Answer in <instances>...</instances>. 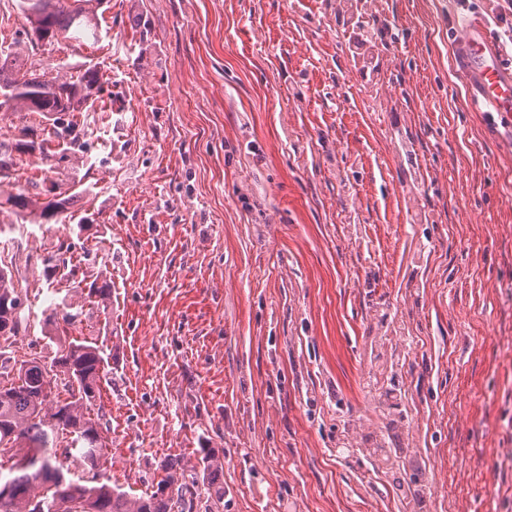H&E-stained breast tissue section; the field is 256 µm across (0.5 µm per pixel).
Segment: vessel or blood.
Instances as JSON below:
<instances>
[{"label": "vessel or blood", "instance_id": "vessel-or-blood-1", "mask_svg": "<svg viewBox=\"0 0 512 512\" xmlns=\"http://www.w3.org/2000/svg\"><path fill=\"white\" fill-rule=\"evenodd\" d=\"M461 72L475 102L512 117V70L502 62L480 20H473L461 42Z\"/></svg>", "mask_w": 512, "mask_h": 512}]
</instances>
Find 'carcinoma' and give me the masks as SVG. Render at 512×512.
Wrapping results in <instances>:
<instances>
[{
    "label": "carcinoma",
    "instance_id": "obj_1",
    "mask_svg": "<svg viewBox=\"0 0 512 512\" xmlns=\"http://www.w3.org/2000/svg\"><path fill=\"white\" fill-rule=\"evenodd\" d=\"M31 49L75 40L95 50L100 42L104 0H16ZM77 74L45 80L26 63L25 55L0 48V88L9 92L0 109L19 108L47 120L26 126L12 139L0 140V176L20 165L23 157L38 158L47 173L75 149L80 121L104 91L103 74L91 55L76 63ZM34 193L22 189L0 192V208L27 224H44L52 214L41 201L47 187L60 190L61 213H68L78 192L75 183L45 178ZM49 268L61 272L72 288L45 318V338L56 345L50 362L34 353L18 359L0 350V512H212L224 500L219 482L221 457L206 449L193 464L164 461L156 490L137 495L106 476L107 443L103 413L96 409L107 359L99 345L69 331L86 315L85 304H104L112 294L107 278L82 288L87 272L56 254ZM22 299L10 273L0 268V336L18 335L25 317ZM376 467L402 458L419 469L413 449L386 436L367 449Z\"/></svg>",
    "mask_w": 512,
    "mask_h": 512
}]
</instances>
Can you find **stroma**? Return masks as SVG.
<instances>
[{
  "mask_svg": "<svg viewBox=\"0 0 512 512\" xmlns=\"http://www.w3.org/2000/svg\"><path fill=\"white\" fill-rule=\"evenodd\" d=\"M110 0L85 190L32 225L112 280L107 457L224 456L217 512H401L366 449L394 358L426 512H512V129L461 77L486 0ZM91 220L73 234L71 226Z\"/></svg>",
  "mask_w": 512,
  "mask_h": 512,
  "instance_id": "1",
  "label": "stroma"
}]
</instances>
